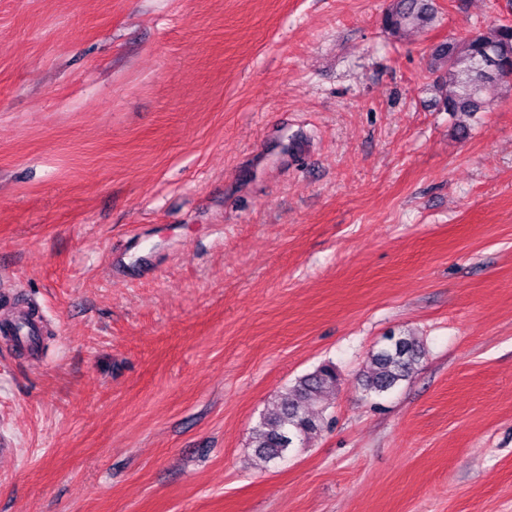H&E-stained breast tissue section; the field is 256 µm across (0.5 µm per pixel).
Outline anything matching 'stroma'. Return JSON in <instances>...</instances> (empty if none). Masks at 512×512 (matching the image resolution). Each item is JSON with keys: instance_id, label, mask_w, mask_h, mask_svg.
Instances as JSON below:
<instances>
[{"instance_id": "obj_1", "label": "stroma", "mask_w": 512, "mask_h": 512, "mask_svg": "<svg viewBox=\"0 0 512 512\" xmlns=\"http://www.w3.org/2000/svg\"><path fill=\"white\" fill-rule=\"evenodd\" d=\"M389 3L0 0V299L52 331L0 341V512H512V90L452 115L429 71L512 0ZM384 15L383 26L393 37L399 38L409 29H424L438 20V10L431 0H392ZM386 343L371 355V371L365 386L377 395L408 381L417 370L424 350L413 336H387ZM335 366L328 362L288 387L280 403L264 415L253 430L252 447L269 462L284 460L292 448L316 435L324 425L323 415L309 413V406L319 401L323 393L336 388Z\"/></svg>"}]
</instances>
